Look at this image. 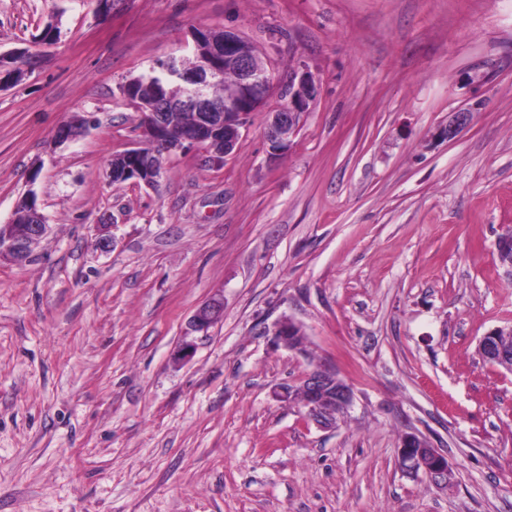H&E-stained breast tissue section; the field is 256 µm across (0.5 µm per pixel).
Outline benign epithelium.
Segmentation results:
<instances>
[{"label": "benign epithelium", "mask_w": 512, "mask_h": 512, "mask_svg": "<svg viewBox=\"0 0 512 512\" xmlns=\"http://www.w3.org/2000/svg\"><path fill=\"white\" fill-rule=\"evenodd\" d=\"M192 54L198 58L191 71L181 75L178 92L153 98L142 97L131 88L133 80L120 86L121 94L139 111L140 146L112 157L107 176L113 183L131 181L146 188L159 185L163 167L161 157L172 152L202 149L206 157L222 163L231 155L241 138L252 113L259 111L275 91L265 62L256 54L240 49L241 38L228 30L197 29L191 33ZM29 59L25 50L8 55L0 54V90L14 83L17 76L14 62ZM237 77L236 93L222 101L209 97V85L219 81L224 71ZM320 87L307 71L295 70L279 92L284 103L267 113L265 137L270 153L281 156L292 148L301 127V119L318 98ZM193 111L196 122L177 139L166 135L168 122L174 112ZM98 119L90 112H74L62 122L54 134V144L61 146L96 126ZM19 203L25 224L0 225V262L24 264L32 261L33 245L46 237L49 225L42 214L36 193L28 190ZM224 317V299L216 294L200 304L187 323L188 333H206ZM273 342L299 354L306 352L307 339L302 327L285 317L273 327ZM498 331L484 336L485 353L512 368V350L494 345ZM281 401L301 402L303 417L323 429L336 427V415L346 411L353 402L351 387L336 370L314 366L295 384L283 383L273 390ZM401 468L410 475L423 473L434 478L451 480L448 458L424 439L407 434L399 448Z\"/></svg>", "instance_id": "benign-epithelium-1"}]
</instances>
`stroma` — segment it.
Segmentation results:
<instances>
[{"label": "stroma", "mask_w": 512, "mask_h": 512, "mask_svg": "<svg viewBox=\"0 0 512 512\" xmlns=\"http://www.w3.org/2000/svg\"><path fill=\"white\" fill-rule=\"evenodd\" d=\"M198 28L275 84L315 77L293 147L270 155L259 111L224 164L176 152L157 189L110 182L139 142L120 84ZM18 49L37 62L0 90V224L32 189L50 231L0 264V512H512V373L478 350L512 326V0H0ZM73 112L100 124L54 146ZM284 316L308 355L275 347ZM318 364L354 394L332 429L272 394ZM408 433L453 484L401 470ZM224 317V299L216 294L200 304L187 323V335L206 333Z\"/></svg>", "instance_id": "stroma-1"}]
</instances>
